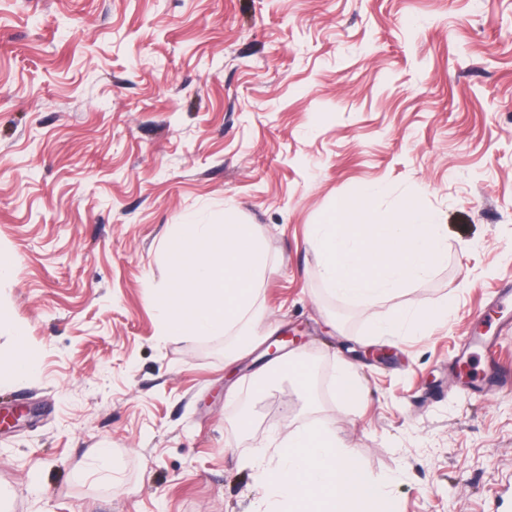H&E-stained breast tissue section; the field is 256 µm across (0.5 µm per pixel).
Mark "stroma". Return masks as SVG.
Returning <instances> with one entry per match:
<instances>
[{
  "mask_svg": "<svg viewBox=\"0 0 512 512\" xmlns=\"http://www.w3.org/2000/svg\"><path fill=\"white\" fill-rule=\"evenodd\" d=\"M380 186L448 232V259L370 305L310 246ZM249 224L268 265L249 352L164 337L175 226ZM0 512H271L289 431L336 433L391 512H512V380L457 356L512 288V0H0ZM422 333L376 322L427 307ZM306 385L269 375V343ZM363 395L340 400V362ZM109 451L107 462L96 457ZM36 370L37 364L34 360L24 355H19L9 363L5 373L2 372L1 364L0 388L2 384L17 383L29 379L35 374Z\"/></svg>",
  "mask_w": 512,
  "mask_h": 512,
  "instance_id": "1",
  "label": "stroma"
}]
</instances>
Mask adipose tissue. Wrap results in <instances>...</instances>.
<instances>
[{
	"label": "adipose tissue",
	"mask_w": 512,
	"mask_h": 512,
	"mask_svg": "<svg viewBox=\"0 0 512 512\" xmlns=\"http://www.w3.org/2000/svg\"><path fill=\"white\" fill-rule=\"evenodd\" d=\"M277 455L258 478L275 495L278 512H368L380 496L330 431L294 429L279 442Z\"/></svg>",
	"instance_id": "1"
}]
</instances>
